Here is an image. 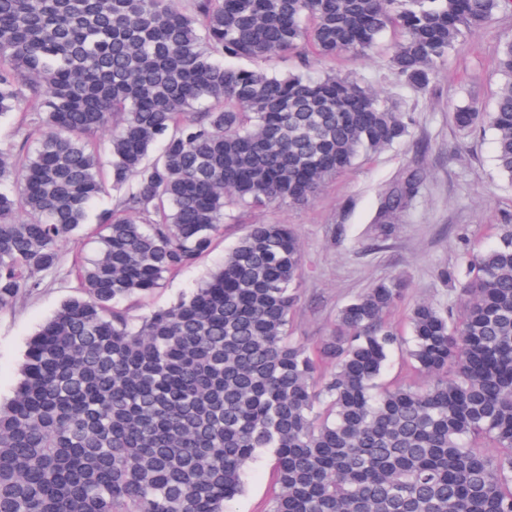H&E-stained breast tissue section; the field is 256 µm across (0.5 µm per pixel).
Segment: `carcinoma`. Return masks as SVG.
<instances>
[{
  "mask_svg": "<svg viewBox=\"0 0 512 512\" xmlns=\"http://www.w3.org/2000/svg\"><path fill=\"white\" fill-rule=\"evenodd\" d=\"M0 0V117L35 114L0 149V311L40 286L107 192L93 136L111 129L116 203L97 215L83 296L30 338L0 407V512H234L245 467L273 453L268 512H512V224L443 273L453 301L409 311L410 370L374 283L313 349L289 332L304 261L287 224H252L188 296L134 320L120 304L195 263L243 208L308 203L404 113L329 72L277 76L283 54L333 59L402 37L389 70L419 90L512 0ZM490 126L512 181V40ZM462 128L482 124L458 106ZM415 172L381 199L391 224ZM502 449L492 458L483 444Z\"/></svg>",
  "mask_w": 512,
  "mask_h": 512,
  "instance_id": "obj_1",
  "label": "carcinoma"
}]
</instances>
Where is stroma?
<instances>
[{
  "label": "stroma",
  "mask_w": 512,
  "mask_h": 512,
  "mask_svg": "<svg viewBox=\"0 0 512 512\" xmlns=\"http://www.w3.org/2000/svg\"><path fill=\"white\" fill-rule=\"evenodd\" d=\"M397 39V33H387L381 46L364 58L343 55L305 64L285 54L271 69L279 74L302 69L313 77L330 69L348 74L407 113L409 136L361 157L330 180L308 206L240 213L237 221L224 224L210 252L133 303L132 317L169 306L191 292L223 263L225 252L248 225L261 223L291 225L300 239L304 274L290 326L307 346L329 336L340 308L384 278L400 277L407 283L404 297L387 316L401 335L409 333L407 315L415 302L447 303L448 285L441 271L464 254L491 246L496 226L512 222V182L497 167L493 130L485 124L464 130L452 119L457 104L492 111L503 82L497 59L503 43L512 39V9L466 35L424 92L402 86L388 71L386 53ZM415 171L424 175L418 195L393 219L386 237H377L372 221L380 196ZM115 199V191H108L89 214L82 239L61 244L57 268L43 274L36 292L0 312L1 401L10 398L16 386L28 338L67 299L78 295L75 259L93 256L98 247L96 213L110 208ZM272 465L271 453L264 451L246 468L245 490L234 504L235 512H263L271 493Z\"/></svg>",
  "instance_id": "35a3bbf8"
}]
</instances>
